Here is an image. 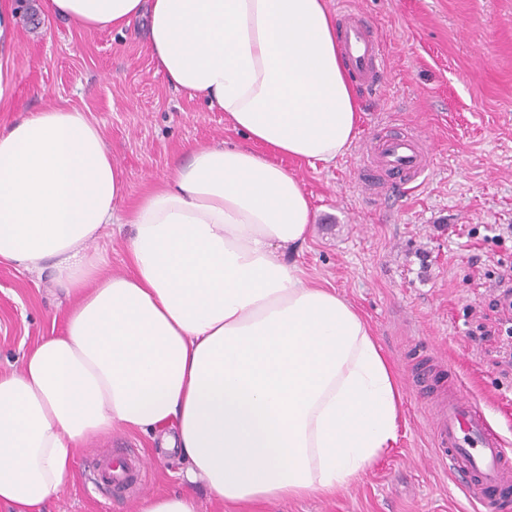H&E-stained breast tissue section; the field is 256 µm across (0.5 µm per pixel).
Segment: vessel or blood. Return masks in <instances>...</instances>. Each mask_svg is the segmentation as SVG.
I'll list each match as a JSON object with an SVG mask.
<instances>
[{
    "label": "vessel or blood",
    "mask_w": 512,
    "mask_h": 512,
    "mask_svg": "<svg viewBox=\"0 0 512 512\" xmlns=\"http://www.w3.org/2000/svg\"><path fill=\"white\" fill-rule=\"evenodd\" d=\"M336 6L342 20L339 42L347 65L362 86L372 88L388 68L387 57L352 0H336ZM426 156V140L418 132L396 133L381 127L362 156L360 168L365 172L380 169L407 186L425 173ZM434 432L439 463L476 512H504L501 493L512 488V443L491 427L481 404L456 384H449L447 405ZM146 477L140 459L120 472L114 470L111 458L100 456L94 463L93 481L107 494L120 487H143Z\"/></svg>",
    "instance_id": "1"
}]
</instances>
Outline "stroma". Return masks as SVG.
I'll use <instances>...</instances> for the list:
<instances>
[{
    "mask_svg": "<svg viewBox=\"0 0 512 512\" xmlns=\"http://www.w3.org/2000/svg\"><path fill=\"white\" fill-rule=\"evenodd\" d=\"M15 81L0 126L51 103L87 110L102 128L133 204L183 159L187 144L247 141L223 113L173 89L156 71L143 29L86 32L46 14L43 0H11ZM388 59L378 88L335 163L284 159L314 211L294 256L365 317L399 373L397 438L359 479L328 497L231 505L202 498L201 512H465L468 502L435 458L438 403L456 374L512 442V370L496 366L498 341L475 342L469 307L486 300L484 236L512 224V0H355ZM412 126L427 137L417 186L370 192L359 159L374 129ZM67 299L51 271L0 262V369L18 366L60 332ZM139 449L145 491L108 498L86 482L95 455ZM185 466L151 436L121 431L78 449L72 474L46 512H136L142 493L179 489Z\"/></svg>",
    "mask_w": 512,
    "mask_h": 512,
    "instance_id": "obj_1",
    "label": "stroma"
}]
</instances>
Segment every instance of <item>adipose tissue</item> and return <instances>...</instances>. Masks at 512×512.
I'll list each match as a JSON object with an SVG mask.
<instances>
[{"instance_id":"1","label":"adipose tissue","mask_w":512,"mask_h":512,"mask_svg":"<svg viewBox=\"0 0 512 512\" xmlns=\"http://www.w3.org/2000/svg\"><path fill=\"white\" fill-rule=\"evenodd\" d=\"M90 31L143 23L156 70L251 147L189 145L128 210L97 122L0 129V261L52 267L61 333L0 372V504L45 512L89 440L158 433L226 503L329 495L396 438L399 378L368 323L285 254L313 222L280 157L332 163L361 107L326 0H44ZM127 223L132 270L97 248Z\"/></svg>"}]
</instances>
